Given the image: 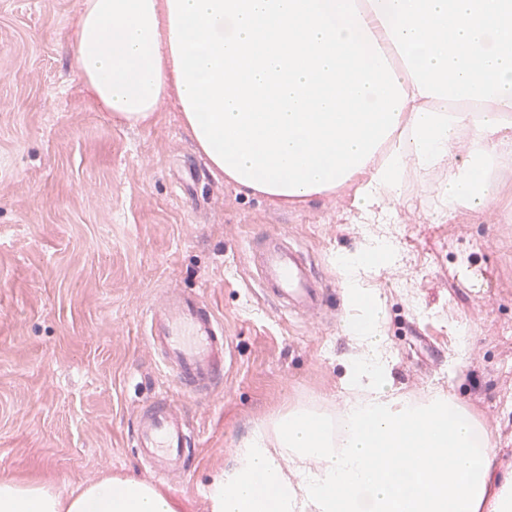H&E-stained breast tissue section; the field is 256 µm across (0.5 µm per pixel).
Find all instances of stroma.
<instances>
[{"label": "stroma", "mask_w": 512, "mask_h": 512, "mask_svg": "<svg viewBox=\"0 0 512 512\" xmlns=\"http://www.w3.org/2000/svg\"><path fill=\"white\" fill-rule=\"evenodd\" d=\"M81 0H0V477L67 492L106 474L146 479L132 441L141 408L169 394L197 448L163 485L179 512H207L212 477L256 425L294 407L339 419L360 353L336 267L369 236L395 265L370 273L384 309L394 394L440 390L512 466V196L494 214L437 210L441 171L404 174L389 223H366L352 189L297 208L226 182L182 127L174 99L151 124L113 123L73 64ZM281 231L327 278L326 313L270 308L251 244ZM166 288L197 293L224 322L219 388L184 397L146 340Z\"/></svg>", "instance_id": "1"}]
</instances>
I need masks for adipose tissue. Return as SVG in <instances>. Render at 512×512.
<instances>
[{
	"label": "adipose tissue",
	"mask_w": 512,
	"mask_h": 512,
	"mask_svg": "<svg viewBox=\"0 0 512 512\" xmlns=\"http://www.w3.org/2000/svg\"><path fill=\"white\" fill-rule=\"evenodd\" d=\"M74 62L112 121L150 123L176 97L212 168L300 205L351 185L367 218L392 213L407 165L444 171L435 206L488 211L512 192V0H81ZM464 144L465 157L448 152ZM376 240L342 258L364 348L339 421L294 408L256 428L208 487L210 512H512V468L447 393L392 395ZM0 512H178L152 484L108 475L64 493L0 480Z\"/></svg>",
	"instance_id": "obj_1"
}]
</instances>
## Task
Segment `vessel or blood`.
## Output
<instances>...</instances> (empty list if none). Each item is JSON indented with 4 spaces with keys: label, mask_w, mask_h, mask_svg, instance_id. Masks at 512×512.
<instances>
[{
    "label": "vessel or blood",
    "mask_w": 512,
    "mask_h": 512,
    "mask_svg": "<svg viewBox=\"0 0 512 512\" xmlns=\"http://www.w3.org/2000/svg\"><path fill=\"white\" fill-rule=\"evenodd\" d=\"M250 262L263 296L279 312L314 314L324 304L321 272L303 250L277 232L252 246ZM147 341L177 388L197 396L211 394L224 376L230 344L224 323L199 294L164 290L148 311ZM135 446L153 481L168 482L189 468L191 431L180 407L166 397L144 406Z\"/></svg>",
    "instance_id": "obj_1"
}]
</instances>
